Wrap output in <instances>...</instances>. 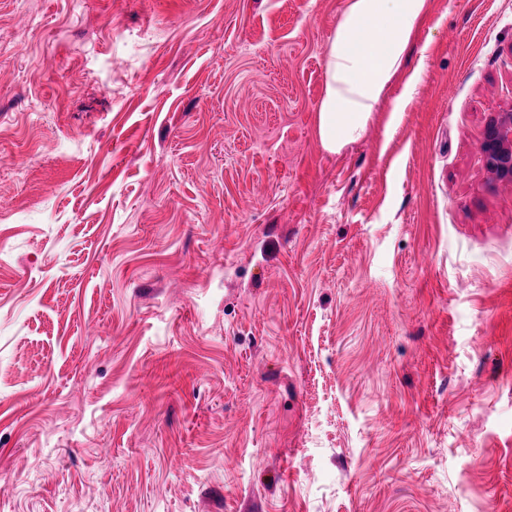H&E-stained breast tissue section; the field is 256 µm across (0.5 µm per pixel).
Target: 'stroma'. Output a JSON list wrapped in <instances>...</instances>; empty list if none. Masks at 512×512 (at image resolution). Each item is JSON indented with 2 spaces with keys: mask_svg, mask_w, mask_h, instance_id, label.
I'll use <instances>...</instances> for the list:
<instances>
[{
  "mask_svg": "<svg viewBox=\"0 0 512 512\" xmlns=\"http://www.w3.org/2000/svg\"><path fill=\"white\" fill-rule=\"evenodd\" d=\"M363 139L345 0H0V512H512V0H430ZM485 163L496 177L512 182V113L489 118L484 132Z\"/></svg>",
  "mask_w": 512,
  "mask_h": 512,
  "instance_id": "obj_1",
  "label": "stroma"
}]
</instances>
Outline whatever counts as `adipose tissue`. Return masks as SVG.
<instances>
[{
  "instance_id": "adipose-tissue-1",
  "label": "adipose tissue",
  "mask_w": 512,
  "mask_h": 512,
  "mask_svg": "<svg viewBox=\"0 0 512 512\" xmlns=\"http://www.w3.org/2000/svg\"><path fill=\"white\" fill-rule=\"evenodd\" d=\"M429 0H346L324 50L317 135L331 153L363 137L400 71Z\"/></svg>"
}]
</instances>
